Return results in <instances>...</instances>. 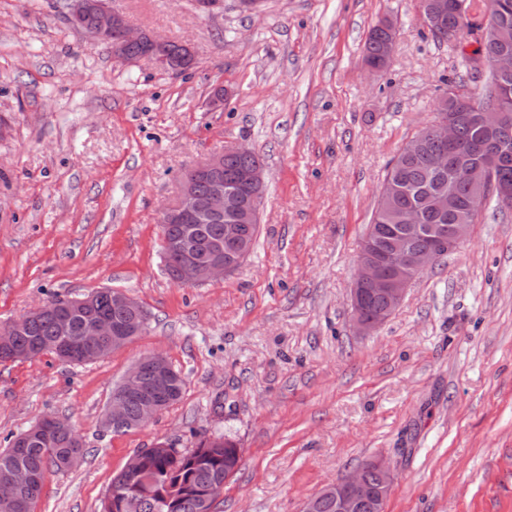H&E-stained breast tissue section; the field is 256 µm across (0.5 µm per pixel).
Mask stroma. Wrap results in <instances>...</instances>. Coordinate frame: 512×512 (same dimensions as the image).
<instances>
[{
  "mask_svg": "<svg viewBox=\"0 0 512 512\" xmlns=\"http://www.w3.org/2000/svg\"><path fill=\"white\" fill-rule=\"evenodd\" d=\"M71 4L0 0V325L107 288L137 298L148 326L94 363L0 364V448L53 413L86 449L33 512H98L136 450L224 432L242 465L218 512H300L374 458L396 476L385 512H512V210L484 211L373 333L349 306L388 163L447 82L480 93L486 65L462 67L418 0H107L193 47L197 67L173 75L113 58ZM383 17L395 48L370 73ZM219 85L232 95L213 110ZM238 146L268 174L255 246L233 274L181 286L160 211L188 169ZM148 353L180 371V399L145 428L105 430ZM381 24L389 27V37L386 40L387 32L383 28H378L374 26L370 32L366 49H365V55L364 59L369 62H377L379 60L383 59V56L385 54V41H386V55L384 60L378 65L374 66L372 64L366 63V66L370 70H379L382 69L390 60L391 55L394 50L395 46V27L393 23H391L387 19H382Z\"/></svg>",
  "mask_w": 512,
  "mask_h": 512,
  "instance_id": "stroma-1",
  "label": "stroma"
}]
</instances>
